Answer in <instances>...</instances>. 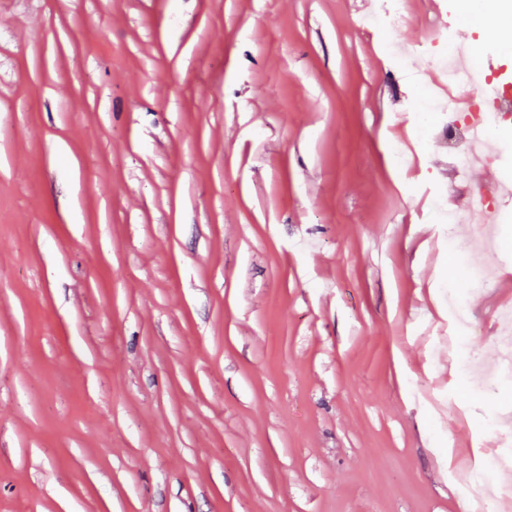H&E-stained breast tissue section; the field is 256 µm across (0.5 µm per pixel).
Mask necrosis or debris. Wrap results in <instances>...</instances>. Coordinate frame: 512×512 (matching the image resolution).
Listing matches in <instances>:
<instances>
[{
  "label": "necrosis or debris",
  "instance_id": "4bbe7bcc",
  "mask_svg": "<svg viewBox=\"0 0 512 512\" xmlns=\"http://www.w3.org/2000/svg\"><path fill=\"white\" fill-rule=\"evenodd\" d=\"M448 25L433 32L418 46H393L392 51L404 59L410 68L428 66L442 71L449 87L467 92V106L459 110L449 100L439 98L429 87L421 88L413 109L415 125L422 135L438 134L453 158L459 174H466L477 161L491 166L500 165L499 156L484 154L485 139L495 133L512 132V92L502 90L500 79L491 76L482 56L462 54L454 38L460 21L455 0H445ZM497 88L496 96H470L476 83ZM439 223L448 227L449 235L468 232L470 247L466 260L475 273L474 286L489 282L493 273V259L500 249V242L492 232L493 225L512 222V215L505 213L500 199L479 195L475 204L461 210H439ZM502 459H495L483 469L469 472L459 481L462 496L480 490L481 512H497L501 501L512 498V484L490 481L491 473L506 469Z\"/></svg>",
  "mask_w": 512,
  "mask_h": 512
}]
</instances>
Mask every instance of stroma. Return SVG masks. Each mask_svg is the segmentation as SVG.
Instances as JSON below:
<instances>
[{
  "label": "stroma",
  "mask_w": 512,
  "mask_h": 512,
  "mask_svg": "<svg viewBox=\"0 0 512 512\" xmlns=\"http://www.w3.org/2000/svg\"><path fill=\"white\" fill-rule=\"evenodd\" d=\"M480 2L459 32L512 62ZM379 7L0 0V512H460L512 417V223L473 287L431 201L473 182L395 164L419 78ZM499 324L498 346L501 350V369L504 374L512 376V308H504L497 315Z\"/></svg>",
  "instance_id": "obj_1"
}]
</instances>
